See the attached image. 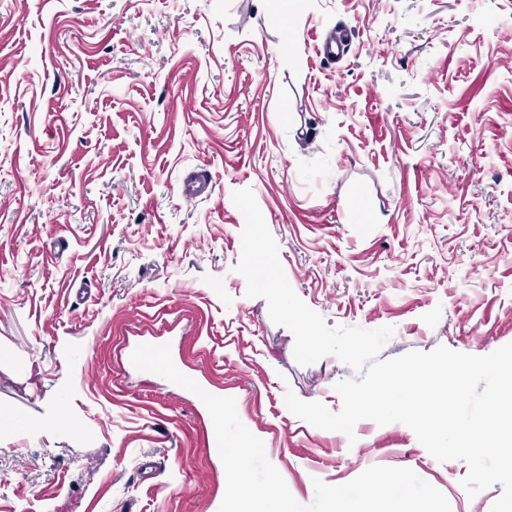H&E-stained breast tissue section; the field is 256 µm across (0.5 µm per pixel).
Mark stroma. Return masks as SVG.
Instances as JSON below:
<instances>
[{
	"mask_svg": "<svg viewBox=\"0 0 512 512\" xmlns=\"http://www.w3.org/2000/svg\"><path fill=\"white\" fill-rule=\"evenodd\" d=\"M246 188L327 326L512 343V0H0V512H219L207 408L131 362L163 343L300 504L382 465L490 512L404 424L289 412L352 371L246 297Z\"/></svg>",
	"mask_w": 512,
	"mask_h": 512,
	"instance_id": "obj_1",
	"label": "stroma"
}]
</instances>
